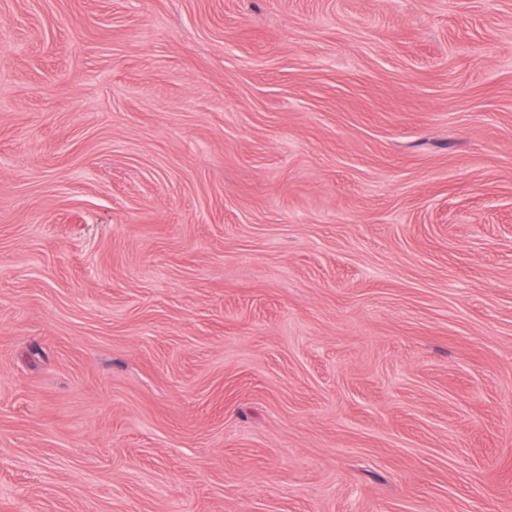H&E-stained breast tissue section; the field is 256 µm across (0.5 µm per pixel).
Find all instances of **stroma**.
Instances as JSON below:
<instances>
[{"label":"stroma","mask_w":512,"mask_h":512,"mask_svg":"<svg viewBox=\"0 0 512 512\" xmlns=\"http://www.w3.org/2000/svg\"><path fill=\"white\" fill-rule=\"evenodd\" d=\"M0 512H512V0H0Z\"/></svg>","instance_id":"1"}]
</instances>
